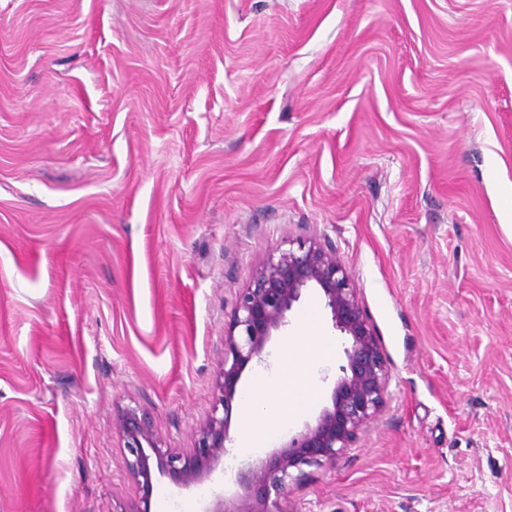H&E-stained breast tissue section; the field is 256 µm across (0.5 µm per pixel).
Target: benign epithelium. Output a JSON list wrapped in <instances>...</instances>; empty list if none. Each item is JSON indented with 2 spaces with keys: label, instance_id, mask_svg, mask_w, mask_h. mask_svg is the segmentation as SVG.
Returning a JSON list of instances; mask_svg holds the SVG:
<instances>
[{
  "label": "benign epithelium",
  "instance_id": "obj_1",
  "mask_svg": "<svg viewBox=\"0 0 512 512\" xmlns=\"http://www.w3.org/2000/svg\"><path fill=\"white\" fill-rule=\"evenodd\" d=\"M262 262L247 288L236 295L224 329V360L211 415L199 427L186 454L164 447L159 433L136 408L125 407L113 421L124 441V464L139 487L129 512H151L153 480L159 474L188 489L215 470L226 454L231 400L247 365L263 359L268 343L288 326V313L304 291L320 292L333 327L345 336V364L334 383L330 404L314 421L285 438L257 463L239 469L243 493L217 498L205 512H281L271 495L289 492L308 477L303 467L333 465L351 447L387 395L389 371L374 327L356 288L329 242H288Z\"/></svg>",
  "mask_w": 512,
  "mask_h": 512
}]
</instances>
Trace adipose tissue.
Listing matches in <instances>:
<instances>
[{"label":"adipose tissue","instance_id":"obj_1","mask_svg":"<svg viewBox=\"0 0 512 512\" xmlns=\"http://www.w3.org/2000/svg\"><path fill=\"white\" fill-rule=\"evenodd\" d=\"M304 354V353H303ZM296 347H289L285 363L274 379H258L242 400V451L260 447L270 434V421L288 424L311 405L317 392L303 381L305 359Z\"/></svg>","mask_w":512,"mask_h":512}]
</instances>
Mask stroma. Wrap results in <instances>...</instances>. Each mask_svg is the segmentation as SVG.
Returning <instances> with one entry per match:
<instances>
[{"instance_id": "stroma-1", "label": "stroma", "mask_w": 512, "mask_h": 512, "mask_svg": "<svg viewBox=\"0 0 512 512\" xmlns=\"http://www.w3.org/2000/svg\"><path fill=\"white\" fill-rule=\"evenodd\" d=\"M512 0H0V512H130L112 421L189 452L236 295L330 241L389 370L283 512H512ZM315 313L305 291L239 390ZM152 512H204L311 413Z\"/></svg>"}]
</instances>
